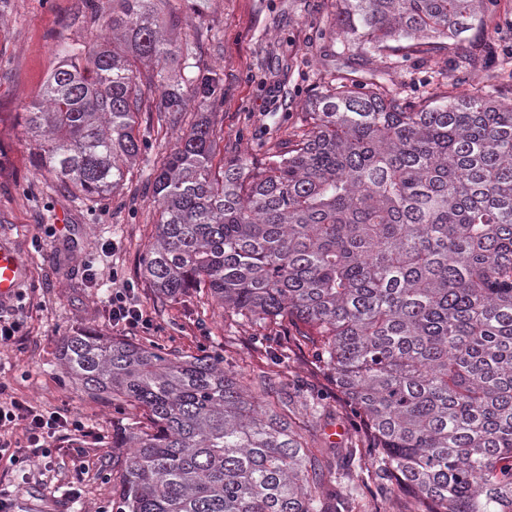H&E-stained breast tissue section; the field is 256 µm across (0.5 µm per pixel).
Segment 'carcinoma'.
Wrapping results in <instances>:
<instances>
[{"label":"carcinoma","instance_id":"carcinoma-1","mask_svg":"<svg viewBox=\"0 0 512 512\" xmlns=\"http://www.w3.org/2000/svg\"><path fill=\"white\" fill-rule=\"evenodd\" d=\"M164 0H112L94 40L69 44L26 112L35 166L104 201L142 154L144 100L179 128L200 97L224 102L195 46L164 37ZM481 0H342L337 24L363 54L432 57L477 21ZM476 69L491 47L458 46ZM181 57L188 75L171 79ZM284 149L213 168L205 118L148 177L160 218L142 275L167 299L206 292L246 323L286 321L310 345L366 437L375 481L420 512H512V92L444 84L409 100L382 82L332 78ZM92 394L145 411L116 512H355L311 437L322 403L286 387L255 400L219 353L178 355L82 331L61 347Z\"/></svg>","mask_w":512,"mask_h":512}]
</instances>
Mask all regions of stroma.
<instances>
[{"mask_svg":"<svg viewBox=\"0 0 512 512\" xmlns=\"http://www.w3.org/2000/svg\"><path fill=\"white\" fill-rule=\"evenodd\" d=\"M336 6V0H169L182 22L166 26L167 37L194 42L224 80L223 105L215 109L196 99L185 118L211 121L214 166L237 153L260 159L287 146L324 78L343 76L356 90L369 89L380 63L357 54L339 34ZM111 8L112 0H0V245L18 249L27 263L15 298L0 302V320L20 324L16 339L0 344V385L42 413L64 409L85 424L84 431L49 438L51 465L18 468L0 458V491L9 494L13 512H111L120 492L113 459L126 454L113 447L112 436L142 422V411L90 396L66 374L60 351L75 332L111 334L108 299L119 288L129 289L153 322L150 331L125 330L122 338L176 354L218 352L244 380L263 372L289 383L297 396L321 398L325 414L317 435L335 448L363 434L311 348L290 346L278 360L255 344L258 336L287 339L294 332L289 324L243 325L205 294L162 299L143 281L142 258L158 209L140 167L112 199L97 203L63 191L51 174L32 167L35 147L22 114L61 46L85 40L93 14ZM467 39L492 45V61L467 70L451 53L399 57L387 69V83L422 99L442 76L464 93L512 79V0H483ZM61 212L81 235H62ZM373 473L367 466L356 476L358 512H415L414 499L400 489L379 493Z\"/></svg>","mask_w":512,"mask_h":512,"instance_id":"stroma-1","label":"stroma"}]
</instances>
